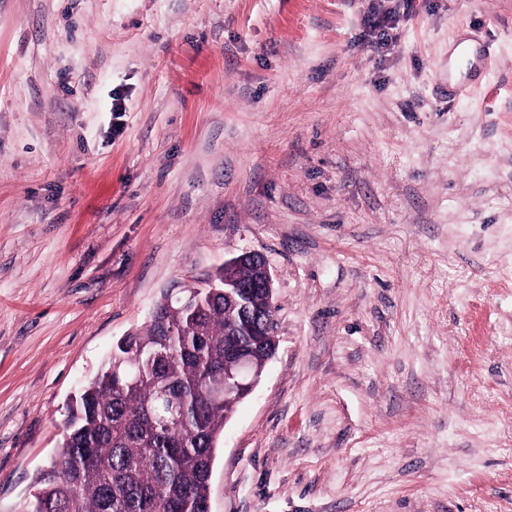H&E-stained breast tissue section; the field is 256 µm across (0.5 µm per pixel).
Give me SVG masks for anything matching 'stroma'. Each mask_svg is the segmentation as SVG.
Returning <instances> with one entry per match:
<instances>
[{
	"label": "stroma",
	"mask_w": 512,
	"mask_h": 512,
	"mask_svg": "<svg viewBox=\"0 0 512 512\" xmlns=\"http://www.w3.org/2000/svg\"><path fill=\"white\" fill-rule=\"evenodd\" d=\"M251 250L278 348L211 512H512V0H0V512Z\"/></svg>",
	"instance_id": "obj_1"
}]
</instances>
